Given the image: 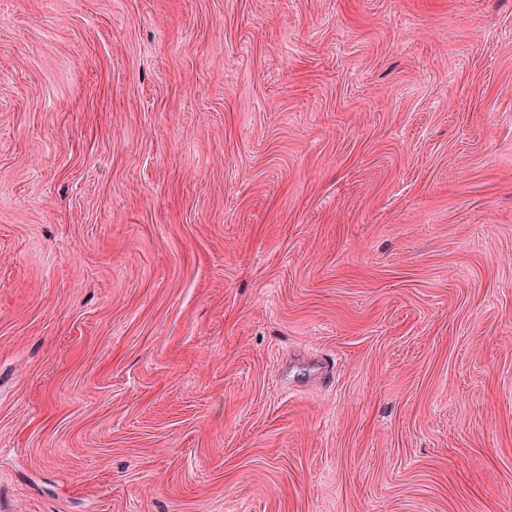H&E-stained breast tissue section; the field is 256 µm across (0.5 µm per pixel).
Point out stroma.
Here are the masks:
<instances>
[{"label": "stroma", "mask_w": 512, "mask_h": 512, "mask_svg": "<svg viewBox=\"0 0 512 512\" xmlns=\"http://www.w3.org/2000/svg\"><path fill=\"white\" fill-rule=\"evenodd\" d=\"M0 512H512V0H0Z\"/></svg>", "instance_id": "obj_1"}]
</instances>
